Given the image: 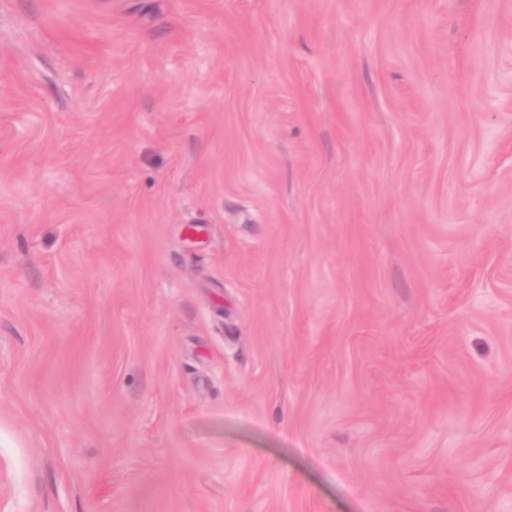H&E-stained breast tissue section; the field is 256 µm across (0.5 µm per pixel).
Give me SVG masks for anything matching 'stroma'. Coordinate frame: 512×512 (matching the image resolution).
<instances>
[{
    "label": "stroma",
    "instance_id": "35a3bbf8",
    "mask_svg": "<svg viewBox=\"0 0 512 512\" xmlns=\"http://www.w3.org/2000/svg\"><path fill=\"white\" fill-rule=\"evenodd\" d=\"M0 512H512V0H0Z\"/></svg>",
    "mask_w": 512,
    "mask_h": 512
}]
</instances>
